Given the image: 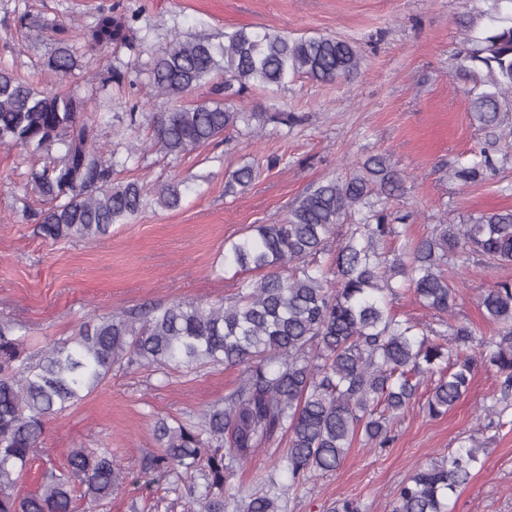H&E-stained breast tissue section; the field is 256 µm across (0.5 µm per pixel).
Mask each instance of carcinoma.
<instances>
[{
  "label": "carcinoma",
  "instance_id": "1",
  "mask_svg": "<svg viewBox=\"0 0 512 512\" xmlns=\"http://www.w3.org/2000/svg\"><path fill=\"white\" fill-rule=\"evenodd\" d=\"M138 21V14L112 4L80 36L95 49L116 45L139 55L150 37L138 34ZM467 43L459 68L473 82L471 117L495 129L512 95V24ZM361 61L355 47L337 37L237 27L215 42L176 32L150 50L144 64L149 91L129 101L125 128L147 130L149 147L178 161L241 125L261 130L269 122L287 128L302 122L294 112L234 106L233 99L251 88L273 93L294 78L347 80ZM79 64V46L68 39L56 42L46 62L56 76ZM123 80L120 69L109 67L80 97L39 91L0 67V145L33 154L58 151L26 174L27 189L42 202L24 210L38 235L99 238L147 207L143 184L114 180L118 169L139 165L144 153L134 144H96L100 118L88 113L92 100ZM206 84L208 100L178 103ZM494 168L484 148L480 160L453 175L467 183ZM255 177V168L244 165L227 188H246ZM401 188L400 174L381 155L308 188L285 223L256 224L224 249V266L260 274L241 279L229 303L174 301L96 315L72 338L32 353L23 347L22 327L1 321L0 512H73L77 486L92 503L112 495L122 476L110 448H76L67 467L46 472L36 491L20 496L15 488L42 451L50 419L80 403L121 363L163 373L242 368L237 386L198 420L162 419L153 428L161 451L146 468L184 480L185 494L201 512H285L287 492L336 470L358 436L386 447L390 419L411 408L428 375L439 377L425 410L439 416L467 394L477 365L496 368L500 397H491L483 411L503 416L512 395V279L480 298L483 319L497 325L486 338L473 323L455 318L460 292L447 271L479 262L512 265V210L438 224L407 254L391 258L384 243L400 231L386 201ZM181 199V182L173 180L158 189L154 203L174 209ZM329 251L331 262L320 263L318 256ZM404 288L437 313L436 323L396 319L390 298ZM279 436L288 447L274 465L288 470L289 484L243 493L239 472ZM480 452L472 439L416 470L398 489L392 512H451L448 498L467 483Z\"/></svg>",
  "mask_w": 512,
  "mask_h": 512
}]
</instances>
